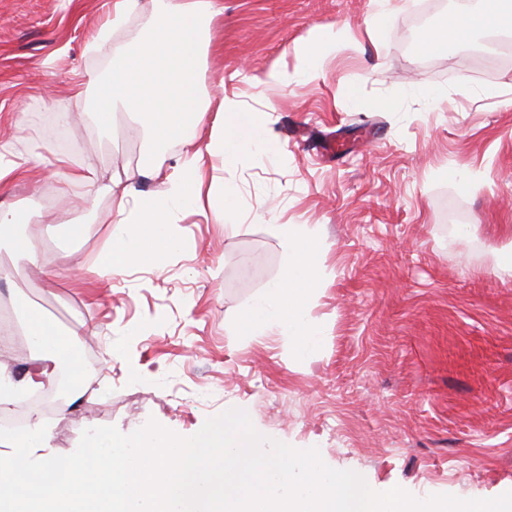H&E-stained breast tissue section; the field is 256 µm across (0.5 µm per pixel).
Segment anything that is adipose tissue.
I'll use <instances>...</instances> for the list:
<instances>
[{"mask_svg": "<svg viewBox=\"0 0 512 512\" xmlns=\"http://www.w3.org/2000/svg\"><path fill=\"white\" fill-rule=\"evenodd\" d=\"M486 29L512 31V0H485L483 8L473 13L446 15L426 32L423 47L434 50L465 45ZM351 34L352 27L347 22L318 29L313 48L304 55L297 70L268 71L259 77V84L287 86L309 77L337 42ZM264 118V113L244 112L235 100L222 99L204 151L194 152L177 174L165 177L160 168L147 170V177H165L166 189L160 194L137 190L118 175L109 184H99L96 170L89 163L67 174L69 183L87 188L79 198L80 207L91 208L94 194H105L111 197L112 209L118 216L110 243L97 264L66 265L68 276L80 281L88 276L121 274L140 264H162L182 246V237L175 229L181 214L204 212L212 203L214 187L207 183L199 165L203 153L225 161L274 153V145L261 133ZM25 221L21 213L0 207V242H6L17 258L34 264L38 261L35 240L14 232L15 225ZM279 230L288 250V264L278 279L254 297L239 320V330L244 336L288 337L293 360L301 362L322 349L327 334L324 323L311 314L313 302L324 284L325 273L320 262L323 244L304 224H283ZM25 333L32 369L16 375L0 362L1 412L7 411L24 394L55 389L65 372L81 389H88L78 358L79 345L87 335L83 327L75 326L64 332L51 319L31 310L25 317Z\"/></svg>", "mask_w": 512, "mask_h": 512, "instance_id": "obj_1", "label": "adipose tissue"}]
</instances>
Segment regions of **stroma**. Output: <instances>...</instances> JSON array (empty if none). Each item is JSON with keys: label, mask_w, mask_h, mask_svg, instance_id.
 I'll return each mask as SVG.
<instances>
[{"label": "stroma", "mask_w": 512, "mask_h": 512, "mask_svg": "<svg viewBox=\"0 0 512 512\" xmlns=\"http://www.w3.org/2000/svg\"><path fill=\"white\" fill-rule=\"evenodd\" d=\"M197 75L209 129L222 97L266 115L274 159H206L208 180L235 192L233 224L182 216V250L159 266L70 281L63 257L94 263L109 242L110 197L92 211L65 209L63 176L93 163L101 182L170 172L204 139L150 155L116 110L102 133L91 95L76 81L104 74L107 59L135 47L152 0L96 52L87 46L112 0H0V154L35 155L28 174L0 185V203L34 215L17 225L40 245L41 271L0 248V308L15 322L35 309L61 329L89 322L80 359L91 383L64 399L74 419L47 423V446L73 453L85 426L123 434L155 421L186 438L207 418L245 409L263 435L318 448L327 465L360 473L381 490L415 497H491L512 485V276L494 256L512 242V66L493 56V35L426 54L418 16L462 13L470 0H389L377 36L365 19L375 0H219ZM347 20L316 77L255 86L254 73L293 70L317 29ZM438 92L427 103L419 90ZM68 113L65 144L45 118ZM478 171L462 189L452 173ZM84 225L82 236L67 234ZM311 224L332 276L312 308L327 327L322 352L296 363L283 336H243L251 300L280 276L288 252L278 227ZM134 335H126L128 327ZM118 345L119 360L105 366Z\"/></svg>", "instance_id": "1"}]
</instances>
